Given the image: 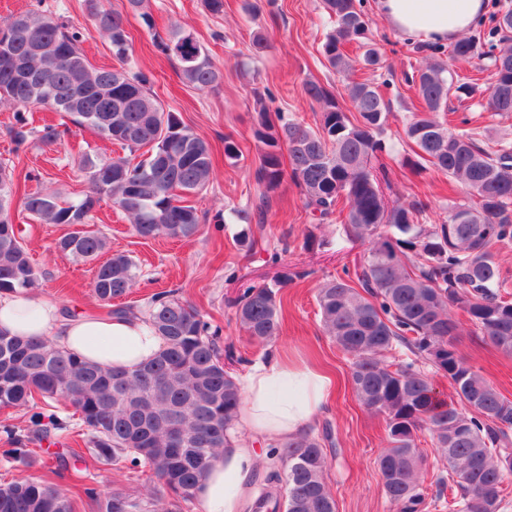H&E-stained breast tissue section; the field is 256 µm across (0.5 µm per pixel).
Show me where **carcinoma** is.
<instances>
[{
    "label": "carcinoma",
    "mask_w": 512,
    "mask_h": 512,
    "mask_svg": "<svg viewBox=\"0 0 512 512\" xmlns=\"http://www.w3.org/2000/svg\"><path fill=\"white\" fill-rule=\"evenodd\" d=\"M324 8L335 27L323 54L346 77L353 64L342 47L366 38L365 15L360 0H324ZM86 9L95 30L110 40L115 60L125 64L124 13L101 0H86ZM183 39V32L174 31L155 46L178 61L187 85L199 91L217 86L220 73L199 41L181 55L173 52L171 45ZM81 43L79 30L49 14L15 16L0 56V106L62 112L124 154L86 159L88 191L66 202L51 192L19 193L13 171L0 165L1 293L32 288L40 276L12 220L17 206L34 224L72 226L55 251L75 262L111 250L105 235L84 229L103 201L124 212L144 238L184 240L199 231L191 198L207 188L214 172L209 143L164 110L145 75L96 67ZM450 57L489 59L495 80L488 110L512 112L511 45L485 53L469 36L454 42ZM446 72L435 63L413 76L424 107L413 115L406 136L419 149L412 168L428 162L466 189V200L451 207L448 221L424 224L427 203L387 194L386 170L374 169L371 159L384 151L381 135L390 107L368 79L345 84L352 112L324 85L306 82L305 95L318 107L313 128L261 108L254 131L257 179L264 188L261 203L289 179L318 220L340 219L346 239L366 245L353 269L318 288L316 301L325 334L352 356L357 399L385 420L387 445L377 467L392 512H423L432 484L436 501L450 491L452 512H502L503 483L512 477V400L459 353V323L451 308L468 316L487 345L512 355V298L503 290L497 262L499 247L512 241V146H489L435 117L452 92L463 90L448 83ZM9 135L18 147L31 140L61 141L56 125L37 129L21 115ZM137 277V264L117 252L97 266L91 289L109 313L126 314L131 307L112 301L125 296ZM286 282L249 285L233 300L236 321L251 339L264 343L279 335V292ZM144 313L167 348L131 373L103 370L40 337L0 332L1 410L37 408L27 434L38 436L49 425L67 428L59 410L70 409L100 460L132 471L145 466L157 478L159 488L137 498L83 487L97 512H181L210 458L228 444L242 402L224 365L220 326L172 290L155 294ZM435 373L448 378L456 399L439 397ZM425 431L441 464L430 485L420 448ZM280 461L254 512L278 507L282 493L285 512H336L320 439L307 432L288 439ZM76 509L74 496L46 480L0 485V512Z\"/></svg>",
    "instance_id": "1"
}]
</instances>
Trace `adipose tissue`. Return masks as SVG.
Returning <instances> with one entry per match:
<instances>
[{"label":"adipose tissue","mask_w":512,"mask_h":512,"mask_svg":"<svg viewBox=\"0 0 512 512\" xmlns=\"http://www.w3.org/2000/svg\"><path fill=\"white\" fill-rule=\"evenodd\" d=\"M400 34L448 42L467 32L487 12L488 0H379ZM0 332L38 336L102 368L128 371L157 356L165 341L134 315H63L59 303L28 291L0 294ZM242 405L237 438L213 459L195 490L199 512H244L253 490L261 450L278 449L310 427L326 410L333 381L306 364L268 351L244 363L237 374Z\"/></svg>","instance_id":"1"}]
</instances>
